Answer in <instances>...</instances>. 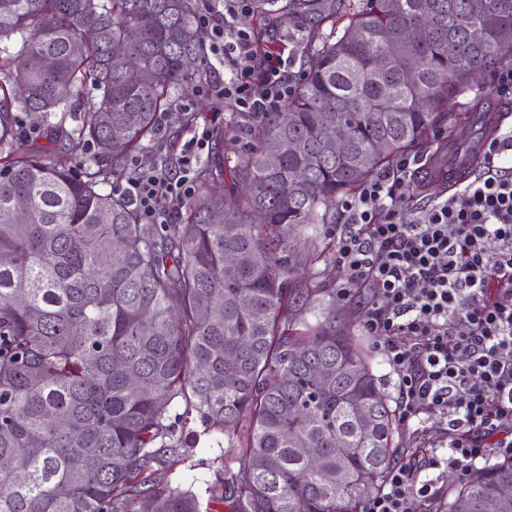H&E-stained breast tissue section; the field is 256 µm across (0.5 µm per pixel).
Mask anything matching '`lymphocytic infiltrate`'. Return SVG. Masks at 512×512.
<instances>
[{
	"mask_svg": "<svg viewBox=\"0 0 512 512\" xmlns=\"http://www.w3.org/2000/svg\"><path fill=\"white\" fill-rule=\"evenodd\" d=\"M250 13V0H205L197 16L205 48L231 67L224 81L204 83L202 91L268 112L292 88L281 57H259L245 22ZM259 58L263 91L256 95L251 74ZM211 136L208 125L194 124L171 167L138 166L125 178L119 194L141 223H165L158 201L175 209L194 193ZM486 168L460 197L436 202L408 222L406 168L370 179L344 202L348 225L335 240L336 263L347 274L339 294L368 290L362 329L380 337L398 375L403 420L447 417L445 463L462 482L486 459L512 456V134L489 141ZM444 496L401 460L386 470L364 512H417Z\"/></svg>",
	"mask_w": 512,
	"mask_h": 512,
	"instance_id": "1",
	"label": "lymphocytic infiltrate"
}]
</instances>
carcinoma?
Instances as JSON below:
<instances>
[{
	"label": "carcinoma",
	"instance_id": "obj_1",
	"mask_svg": "<svg viewBox=\"0 0 512 512\" xmlns=\"http://www.w3.org/2000/svg\"><path fill=\"white\" fill-rule=\"evenodd\" d=\"M253 2L332 33L279 110L220 132L234 164L204 168L183 222L141 224L105 187L151 147L171 90L198 82V0H0V512H363L394 461L391 397L336 290L292 279L328 249L337 200L469 122L449 108L472 70L512 61V0ZM428 16L420 43L386 38ZM19 113L65 152L23 148ZM111 138V157L87 153ZM181 402L225 436L205 499L159 479ZM489 501L512 512V457L455 486L446 512Z\"/></svg>",
	"mask_w": 512,
	"mask_h": 512
}]
</instances>
